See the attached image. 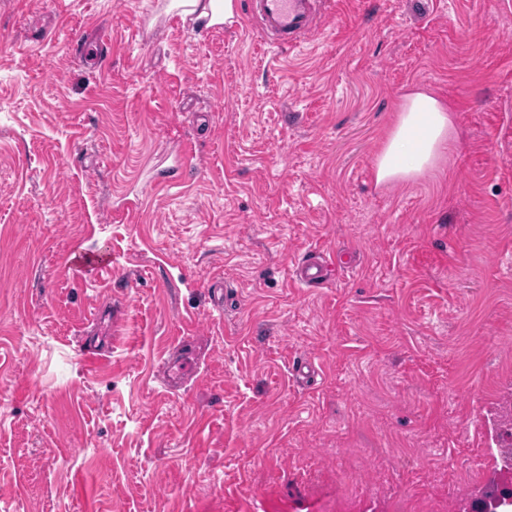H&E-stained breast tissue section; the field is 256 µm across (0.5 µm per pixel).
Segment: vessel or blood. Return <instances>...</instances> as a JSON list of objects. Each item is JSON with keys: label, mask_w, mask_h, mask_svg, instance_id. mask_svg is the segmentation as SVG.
I'll list each match as a JSON object with an SVG mask.
<instances>
[{"label": "vessel or blood", "mask_w": 512, "mask_h": 512, "mask_svg": "<svg viewBox=\"0 0 512 512\" xmlns=\"http://www.w3.org/2000/svg\"><path fill=\"white\" fill-rule=\"evenodd\" d=\"M327 6L328 0H246V13L262 28L267 44L283 51L296 48L310 36ZM110 262L108 254L86 251L68 258L70 268L83 271H96ZM294 277L309 287L326 280L321 266L309 257L298 262Z\"/></svg>", "instance_id": "1"}]
</instances>
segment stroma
Returning <instances> with one entry per match:
<instances>
[{"mask_svg": "<svg viewBox=\"0 0 512 512\" xmlns=\"http://www.w3.org/2000/svg\"><path fill=\"white\" fill-rule=\"evenodd\" d=\"M169 2L0 0V512H457L512 446V0L286 52ZM416 88L460 137L376 185ZM112 261L106 253H95V252H78L73 253L68 257V265L72 269H78L83 271H95L97 272L101 268L107 267ZM294 277L296 282L309 287L320 286L327 281L322 267L310 257H305L298 262Z\"/></svg>", "mask_w": 512, "mask_h": 512, "instance_id": "obj_1", "label": "stroma"}]
</instances>
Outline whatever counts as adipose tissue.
Listing matches in <instances>:
<instances>
[{"label":"adipose tissue","mask_w":512,"mask_h":512,"mask_svg":"<svg viewBox=\"0 0 512 512\" xmlns=\"http://www.w3.org/2000/svg\"><path fill=\"white\" fill-rule=\"evenodd\" d=\"M457 137L445 100L422 89L406 93L397 123L376 160L377 184L387 185L439 169Z\"/></svg>","instance_id":"1"}]
</instances>
